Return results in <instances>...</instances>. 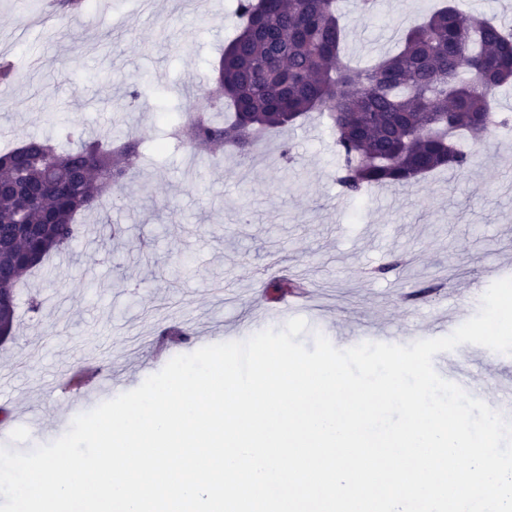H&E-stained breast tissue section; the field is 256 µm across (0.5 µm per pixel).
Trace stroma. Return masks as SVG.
Returning <instances> with one entry per match:
<instances>
[{
    "mask_svg": "<svg viewBox=\"0 0 512 512\" xmlns=\"http://www.w3.org/2000/svg\"><path fill=\"white\" fill-rule=\"evenodd\" d=\"M46 2L0 0V55L15 67L0 81V127L18 142L44 136L51 112L86 138L128 128L144 162L131 192L81 216L70 249L26 277L43 308L0 344V447L51 443L78 414L140 386L166 364L162 331L185 332L181 355L283 329L287 316L258 318L275 310L267 286L283 277L306 280L315 300L297 312L300 341L320 333L342 350L369 330L410 343L447 336L450 316L473 317L486 289L512 277V129L459 140L465 172L358 198L337 182L335 135L317 114L266 135L248 159L204 161L169 133L181 112L207 105L236 0H85L81 14L50 21ZM437 3L377 0L369 21L341 5L342 58L374 64ZM135 78L149 97L137 110L125 105ZM104 221L120 234L102 238ZM451 355L484 402L512 391V355L468 343Z\"/></svg>",
    "mask_w": 512,
    "mask_h": 512,
    "instance_id": "1",
    "label": "stroma"
}]
</instances>
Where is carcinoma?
I'll return each instance as SVG.
<instances>
[{"label": "carcinoma", "instance_id": "1", "mask_svg": "<svg viewBox=\"0 0 512 512\" xmlns=\"http://www.w3.org/2000/svg\"><path fill=\"white\" fill-rule=\"evenodd\" d=\"M237 35L224 45L215 100L232 115L182 113L179 143L211 159L219 149L247 158L269 132L309 112L336 132L338 182L350 197L373 186L407 188L445 166L466 169L470 155L454 145L506 124L491 94L512 82V33L501 22L464 16L445 5L402 36L401 49L356 70L340 59L344 27L336 0H237ZM470 78H463V74ZM56 137H31L0 152V327L14 338L23 274L78 236V216L108 193L123 195L141 163L140 142L75 136L49 120Z\"/></svg>", "mask_w": 512, "mask_h": 512}]
</instances>
